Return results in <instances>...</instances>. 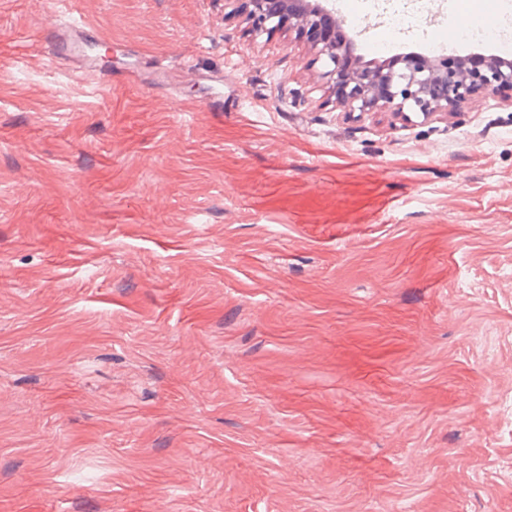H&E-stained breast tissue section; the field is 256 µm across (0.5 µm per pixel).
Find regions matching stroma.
Masks as SVG:
<instances>
[{
	"mask_svg": "<svg viewBox=\"0 0 512 512\" xmlns=\"http://www.w3.org/2000/svg\"><path fill=\"white\" fill-rule=\"evenodd\" d=\"M0 0V512H512V92L344 111L225 0ZM52 38L56 45L64 48H77V45L84 44L87 35L86 25L75 19L64 20L60 15L53 18Z\"/></svg>",
	"mask_w": 512,
	"mask_h": 512,
	"instance_id": "1",
	"label": "stroma"
}]
</instances>
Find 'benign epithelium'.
I'll list each match as a JSON object with an SVG mask.
<instances>
[{"mask_svg": "<svg viewBox=\"0 0 512 512\" xmlns=\"http://www.w3.org/2000/svg\"><path fill=\"white\" fill-rule=\"evenodd\" d=\"M249 7L252 34L298 27L313 42L316 60L322 62L323 78L341 88L339 102L350 112H433L455 107L479 93L512 91V67L489 62L483 69L469 71L458 58L431 60L409 54L394 69L346 66L352 48L348 22L329 7L296 9L293 0H239Z\"/></svg>", "mask_w": 512, "mask_h": 512, "instance_id": "1", "label": "benign epithelium"}]
</instances>
